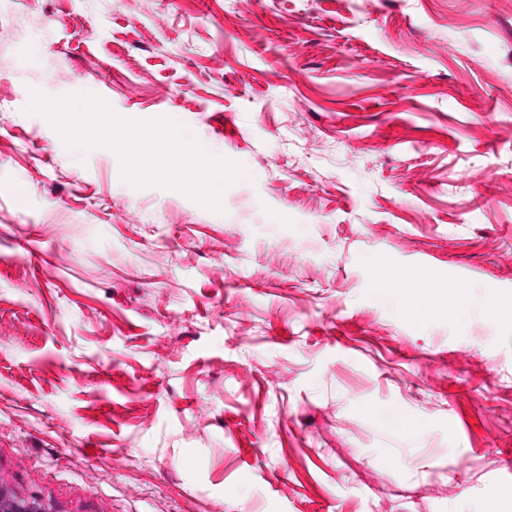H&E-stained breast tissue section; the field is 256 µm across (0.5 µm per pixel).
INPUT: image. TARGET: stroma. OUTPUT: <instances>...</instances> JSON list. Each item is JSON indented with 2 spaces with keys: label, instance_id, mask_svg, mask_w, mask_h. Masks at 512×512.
<instances>
[{
  "label": "stroma",
  "instance_id": "35a3bbf8",
  "mask_svg": "<svg viewBox=\"0 0 512 512\" xmlns=\"http://www.w3.org/2000/svg\"><path fill=\"white\" fill-rule=\"evenodd\" d=\"M36 92L170 118L239 165L222 211ZM419 265L452 287L412 315ZM508 294L512 0H0V496L473 512L512 491Z\"/></svg>",
  "mask_w": 512,
  "mask_h": 512
}]
</instances>
